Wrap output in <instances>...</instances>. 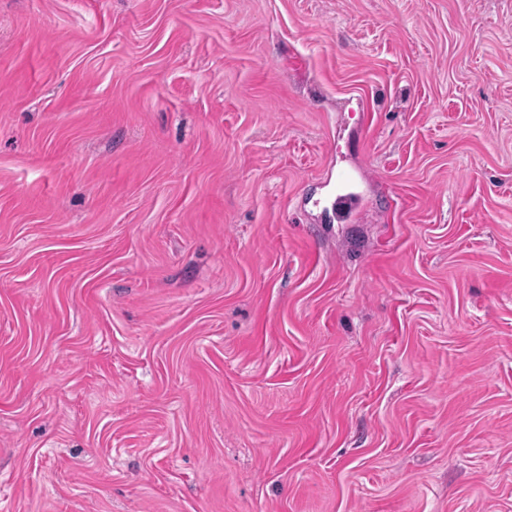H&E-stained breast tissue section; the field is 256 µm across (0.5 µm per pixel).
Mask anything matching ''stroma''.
<instances>
[{
	"label": "stroma",
	"mask_w": 512,
	"mask_h": 512,
	"mask_svg": "<svg viewBox=\"0 0 512 512\" xmlns=\"http://www.w3.org/2000/svg\"><path fill=\"white\" fill-rule=\"evenodd\" d=\"M0 512H512V0H0ZM339 180L344 183V188L336 194V216L344 219L359 205V195L348 188L350 176L347 172H341Z\"/></svg>",
	"instance_id": "obj_1"
}]
</instances>
